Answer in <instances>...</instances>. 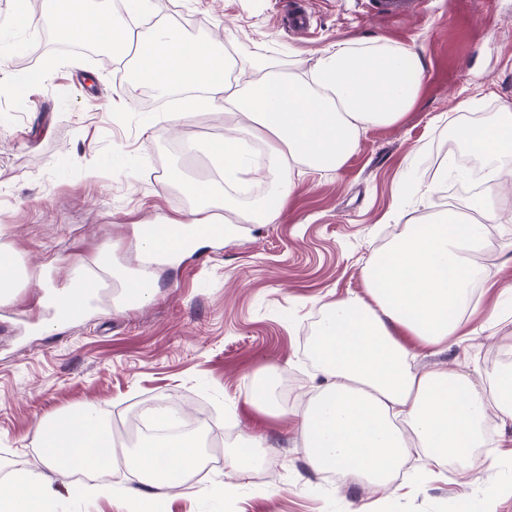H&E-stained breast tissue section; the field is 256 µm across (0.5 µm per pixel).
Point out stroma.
<instances>
[{
    "mask_svg": "<svg viewBox=\"0 0 512 512\" xmlns=\"http://www.w3.org/2000/svg\"><path fill=\"white\" fill-rule=\"evenodd\" d=\"M169 2L167 20L189 37L224 44L234 59L269 55L285 71L306 69L336 42L412 48L427 63L418 105L400 123L367 130L342 169L297 176L276 223L244 224L238 237L149 262L135 251L133 227L192 208L170 176L204 181L223 111L172 123L178 96L130 91L132 55L104 65L53 46L48 22L1 45L0 87L25 59L44 76L20 101L0 98V244L14 249L22 275L0 300V480L42 471L35 430L48 416L92 406L116 419L162 403L204 418L210 464L161 512H512V419L497 410L474 450L492 461L477 478L448 465L428 471L415 453L378 488L329 480L307 460L295 415H266L247 395L270 371L293 374L297 405L324 386L311 347L322 308L365 296L366 265L404 225L402 182L425 188V164L449 133L512 107V0H424L422 13L401 20L369 14L366 0H297L314 17L306 38L287 28L289 0ZM126 157L135 168L115 167ZM444 165L447 181L433 199L413 197L411 217H468L486 224L490 246L459 335L435 350L402 342L416 370L464 374L490 392L492 361L512 356V222L486 223L460 166ZM105 249L113 265L151 275L154 298L130 304L112 287L86 318L45 331L51 292ZM256 433L279 460L259 481L229 463ZM110 481L114 493L100 497L59 491L56 512H130L123 490L139 485V472L122 466ZM221 485L231 495L215 494Z\"/></svg>",
    "mask_w": 512,
    "mask_h": 512,
    "instance_id": "1",
    "label": "stroma"
}]
</instances>
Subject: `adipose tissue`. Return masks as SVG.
Wrapping results in <instances>:
<instances>
[{"instance_id": "adipose-tissue-1", "label": "adipose tissue", "mask_w": 512, "mask_h": 512, "mask_svg": "<svg viewBox=\"0 0 512 512\" xmlns=\"http://www.w3.org/2000/svg\"><path fill=\"white\" fill-rule=\"evenodd\" d=\"M124 2L125 16L109 20L81 9L60 11L56 28L123 52L130 21L152 18L151 0ZM152 20L149 34L138 40V76L163 92L204 88L206 99H183L178 119L205 106L222 108L231 118L228 132L209 146L225 185L255 175L249 145L258 140L266 146L271 170L278 175L274 192L242 209L224 206L242 223H275L291 193L294 171L340 170L362 133L399 122L419 101L425 62L402 46L337 43L322 50L303 73L288 75L268 70L267 56L258 54L240 61V70L250 77L239 83L230 79L223 47L188 38L164 18ZM459 135L492 152L497 169L512 166L511 111L487 113L480 133L465 128ZM182 189L194 208L170 222L166 236L137 234L136 246L144 254L158 256L173 250L180 239L196 241L214 233L204 213L215 188L186 181ZM488 245L484 224L451 217L406 225L387 255L366 267L368 298L349 296L325 304L315 355L326 383L295 412L314 468L336 473L347 484L386 486L415 448L427 449L437 466L466 457L470 472L482 468V460L470 459V450L490 407L512 418V374L499 379L493 400L466 376L438 368L414 370L401 339L413 337L433 350L447 344L459 331L460 312L470 301V257ZM110 433V422L92 407L39 425L45 471L1 482L0 512H54L51 477L68 480L70 459L93 465L87 449L103 446ZM135 460L142 485L126 494L136 504L145 499L163 503L174 487L170 473L195 474L207 465L191 434L161 445L143 441Z\"/></svg>"}]
</instances>
